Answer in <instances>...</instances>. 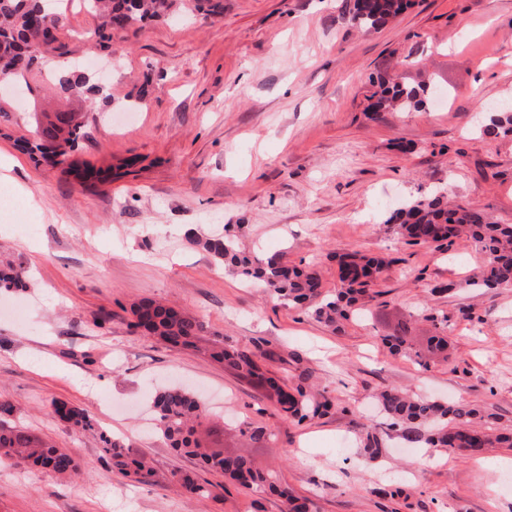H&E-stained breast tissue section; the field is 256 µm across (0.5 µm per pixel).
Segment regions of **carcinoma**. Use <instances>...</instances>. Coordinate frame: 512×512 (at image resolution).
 I'll return each mask as SVG.
<instances>
[{
    "label": "carcinoma",
    "instance_id": "obj_1",
    "mask_svg": "<svg viewBox=\"0 0 512 512\" xmlns=\"http://www.w3.org/2000/svg\"><path fill=\"white\" fill-rule=\"evenodd\" d=\"M88 9L100 19L96 44L85 41L88 52L107 48L110 31L143 24L173 14H200L216 17L224 14V0H84ZM411 4V0H345L341 17L361 31L381 29L395 20ZM66 27L62 10L53 0H0V74L5 73L18 83H29L38 77L58 82L71 96L94 103L100 87L80 68L71 64L66 70L41 67L38 58L48 54L66 56L71 50L59 42L55 33ZM376 90L370 95L368 111L373 119L387 110L407 111L424 104L425 90L406 87L396 79L378 76ZM32 138L23 140V148L36 161L54 165L68 162L81 137V126L71 112L42 113ZM482 135L498 139L512 137V111L498 113L481 129ZM393 235L412 245L437 249L450 247L461 237L471 239L484 255L481 272L464 281L468 288L491 292L512 285V224H498L466 204L450 206L444 194L434 192L413 197L393 210L384 220ZM193 242L212 254L224 273L245 282L260 281L266 290L283 304L297 307L325 324L336 333L345 331L348 322L357 317L358 307L376 301L382 291L378 286L391 265L380 257L351 251L338 257L340 288L332 294L323 291L318 272L300 268L281 259L265 264L253 261L237 245L233 235L195 238ZM30 287L27 267L23 262L8 261L0 265V290ZM133 325L144 335L157 338L173 347L192 348L222 363L237 375L264 387L273 401L275 414L296 424L326 414L331 402L315 390L310 373L302 370L287 380L278 377L264 365L258 352L233 345L228 339L212 336L208 325L199 316L152 298H143L130 309ZM436 334L428 341L429 352L448 359V331L451 318L446 314L432 317ZM409 328L402 324L396 333L383 338L395 355L422 359ZM377 407L407 444L427 448H444L465 455H478L487 448H512V433H492L493 423L479 409L420 396H411L399 389L381 391ZM53 413L74 431L95 432L97 423L90 412L65 401L52 404ZM157 428L175 452L194 456L203 467L228 482L246 490L269 493L279 497L287 512H312V501L300 496L288 484L270 472L254 466L245 455H225L203 447L195 437L196 425L205 409L195 391L184 384L172 385L153 397ZM240 432L254 442L276 441L266 427L243 423ZM111 469L124 478L141 482L151 475L149 461L134 456L117 439L101 432ZM366 457L374 461L384 451L382 432L364 426L359 433ZM37 469L54 475H69L78 468L73 457L53 442L33 436L20 427L0 419V462ZM172 481L192 497H216L224 489L220 483H200L188 474L175 471Z\"/></svg>",
    "mask_w": 512,
    "mask_h": 512
}]
</instances>
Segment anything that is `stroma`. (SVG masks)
<instances>
[{
  "label": "stroma",
  "mask_w": 512,
  "mask_h": 512,
  "mask_svg": "<svg viewBox=\"0 0 512 512\" xmlns=\"http://www.w3.org/2000/svg\"><path fill=\"white\" fill-rule=\"evenodd\" d=\"M341 4L224 0L218 17L113 31L112 99L94 109L37 82L11 91L12 119L0 120V259L23 257L31 286L0 292V399L13 424L67 450L79 470L59 477L0 463V512H283L279 499L232 485L190 500L173 484L176 470L221 477L145 429L142 401L171 381L210 391L202 443L250 456L315 512H512L503 489L512 448L476 459L392 436L371 463L357 439L386 388L473 405L512 431V288L473 295L462 286L482 263L472 243L438 251L384 224L436 188L512 224V139L479 132L491 104L512 99V0H413L376 33L350 26ZM380 74L426 88L425 107L372 120L370 79ZM37 112L84 113L76 157L112 169L113 180L87 188L35 162L18 139ZM228 224L256 261L314 266L330 293L337 255L388 256L380 302L332 333L261 285L224 275L187 238ZM145 297L258 346L279 375L308 370L330 412L292 424L223 365L144 336L130 307ZM440 312L452 323L447 363L422 366L383 346L404 321L425 341ZM55 400L87 408L148 456L151 477L113 473L98 436L60 420ZM245 420L273 430L276 443H250ZM386 478L403 496L377 495Z\"/></svg>",
  "instance_id": "35a3bbf8"
}]
</instances>
